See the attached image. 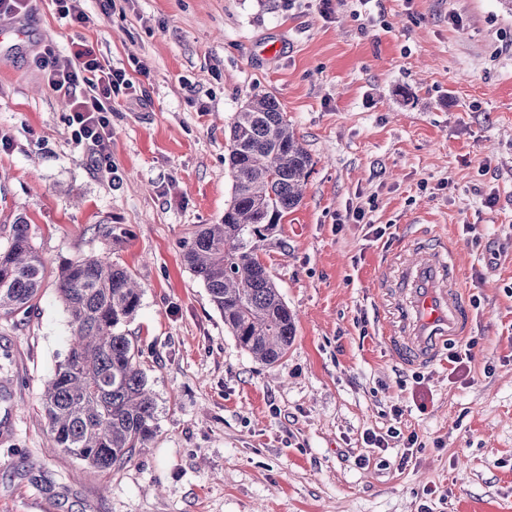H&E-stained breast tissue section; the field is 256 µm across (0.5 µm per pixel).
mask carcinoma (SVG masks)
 Wrapping results in <instances>:
<instances>
[{"label": "carcinoma", "instance_id": "carcinoma-1", "mask_svg": "<svg viewBox=\"0 0 512 512\" xmlns=\"http://www.w3.org/2000/svg\"><path fill=\"white\" fill-rule=\"evenodd\" d=\"M229 141L231 201L221 223L201 225L183 258L239 346L269 366L287 353L296 325L258 258V242L301 203L312 159L270 94L235 114ZM45 273L29 224L16 221L0 250V316L26 311ZM57 289L71 334L65 358L44 385L49 433L53 447L108 472L131 462L157 433L143 351L123 330L143 291L131 271L106 256L64 263Z\"/></svg>", "mask_w": 512, "mask_h": 512}]
</instances>
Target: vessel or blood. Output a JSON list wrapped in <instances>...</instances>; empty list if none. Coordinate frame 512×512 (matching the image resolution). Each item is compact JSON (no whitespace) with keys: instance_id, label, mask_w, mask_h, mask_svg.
I'll return each instance as SVG.
<instances>
[{"instance_id":"b4317fda","label":"vessel or blood","mask_w":512,"mask_h":512,"mask_svg":"<svg viewBox=\"0 0 512 512\" xmlns=\"http://www.w3.org/2000/svg\"><path fill=\"white\" fill-rule=\"evenodd\" d=\"M409 250L412 259L394 263L400 297L385 339L392 352L406 362L428 366L449 339L466 333L469 315L446 247L413 244Z\"/></svg>"}]
</instances>
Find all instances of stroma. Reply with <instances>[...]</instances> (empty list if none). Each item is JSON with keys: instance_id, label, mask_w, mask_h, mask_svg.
Here are the masks:
<instances>
[{"instance_id": "35a3bbf8", "label": "stroma", "mask_w": 512, "mask_h": 512, "mask_svg": "<svg viewBox=\"0 0 512 512\" xmlns=\"http://www.w3.org/2000/svg\"><path fill=\"white\" fill-rule=\"evenodd\" d=\"M81 5V25L54 0L0 18V248L25 218L47 268L32 310L0 318V512H512V12L501 0ZM79 43L132 82L108 114V170L33 63ZM265 93L314 161L300 205L259 244L297 316L272 366L238 345L183 260L231 198L230 123ZM416 241L446 242L471 310L456 371L444 356L407 365L384 340L388 261ZM98 255L142 286L126 330L158 424L109 472L49 447L42 403L70 337L55 272Z\"/></svg>"}]
</instances>
